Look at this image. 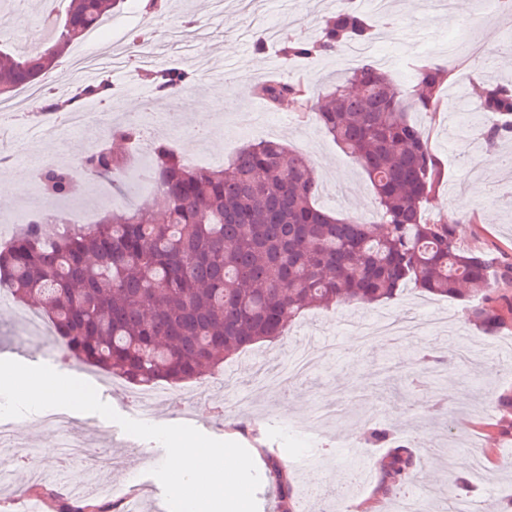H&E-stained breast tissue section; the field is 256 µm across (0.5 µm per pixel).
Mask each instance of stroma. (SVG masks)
Instances as JSON below:
<instances>
[{
  "label": "stroma",
  "instance_id": "stroma-1",
  "mask_svg": "<svg viewBox=\"0 0 512 512\" xmlns=\"http://www.w3.org/2000/svg\"><path fill=\"white\" fill-rule=\"evenodd\" d=\"M172 0L169 12H147L120 21L92 53L102 59L122 37L154 45L161 67L195 72L194 93L173 120L192 127L198 117L220 126L213 145L172 146L194 163L210 156L229 163L244 145L280 140L304 154L324 186L319 203L337 216L375 219L377 203L366 174L289 101L258 108L255 87L270 75L303 79L324 89L329 77H347L353 64L346 52L284 59L279 50L257 51L262 31L276 27L280 42L315 39L326 21L347 0ZM63 14L66 0H0V38L33 46L45 7ZM387 25L364 41L365 58L384 61L402 84L412 82L415 67L437 61L451 76L444 95L483 81L512 82V15L494 13L488 0H463L452 11L435 0H388ZM478 42L494 50L493 66L448 51L452 40ZM108 77L116 100L112 120L128 121L130 104L140 112H163L166 101L154 98L147 69L128 64L107 72L84 68L83 82ZM42 107L29 97L23 121L0 132V150L16 152V192L0 197V212L28 206L29 170L42 159L68 166L79 185L87 179L79 165L98 133L66 132L30 141ZM410 118L424 126L445 178L426 216L445 218L458 210L456 233L462 246L493 257L496 268L512 264V167L500 159L512 151V139L487 142L484 113L442 109ZM504 316L501 328L485 334L469 322L464 302L414 289L374 305H342L311 310L295 320L280 341L257 344L225 361L205 379L167 387L152 414L137 406V388L85 365L77 378L91 383L100 398L120 415L156 425L181 422L248 451L264 446L288 462L298 476L302 512H357L376 488L379 461L389 448H411L416 457L414 485L454 492L458 477L474 479V498L482 512H499L504 494H512V278L498 279L491 300ZM56 357L60 349L47 326L30 323L16 305L0 304V359L15 349ZM335 404L339 416L311 431L302 420L320 407ZM74 429L85 443L86 458L56 467L63 437L40 423V413L16 419L14 441L31 454L28 468L17 467L16 454H0L12 483L0 485V512H23L29 488L48 486L65 493L92 495L97 483L134 494L138 512H168L161 483L151 471L162 463L161 444L125 433L92 413H72ZM387 430L384 442H372L369 429ZM481 460L482 480L473 469L459 470V459Z\"/></svg>",
  "mask_w": 512,
  "mask_h": 512
}]
</instances>
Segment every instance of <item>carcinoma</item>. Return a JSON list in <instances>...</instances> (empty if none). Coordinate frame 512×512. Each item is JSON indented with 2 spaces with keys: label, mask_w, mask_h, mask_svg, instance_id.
I'll return each mask as SVG.
<instances>
[{
  "label": "carcinoma",
  "mask_w": 512,
  "mask_h": 512,
  "mask_svg": "<svg viewBox=\"0 0 512 512\" xmlns=\"http://www.w3.org/2000/svg\"><path fill=\"white\" fill-rule=\"evenodd\" d=\"M124 7V0H69L53 22L50 40L20 52L0 44V102L55 68L61 51ZM375 25L348 7L327 20L321 36L289 39L284 57L332 54L362 42ZM450 73L440 64L415 68L406 87L373 64L355 68L353 93L337 83L325 95L301 80L275 79L257 93L275 105L296 104L367 175L377 200L369 224L337 218L320 208L321 184L307 158L276 141L242 147L227 167L192 164L158 140L148 162L136 169L150 186L154 205H129L121 213L100 210L90 226L64 232L60 209L34 220L0 249V288L18 303L38 306L65 355L135 386L170 385L203 378L224 358L255 344L280 339L311 308L369 304L396 298L410 286L468 301L471 321L484 332L503 323L490 305L495 279L487 255L461 247L455 228L424 213L444 178L425 131L409 113L433 115ZM160 97L179 100L191 75L167 69L153 77ZM101 79L84 84L49 111L110 97ZM480 112L501 122L490 138L512 137V86L483 84L472 92ZM140 126L109 125L83 159L92 177L128 173V155L108 143L140 138ZM42 193L69 205L78 185L69 168L48 163ZM265 475L279 512H298L292 471L261 449ZM375 493L404 490L415 459L405 446L380 460ZM56 512H111L96 498L63 499L46 487Z\"/></svg>",
  "instance_id": "1"
}]
</instances>
